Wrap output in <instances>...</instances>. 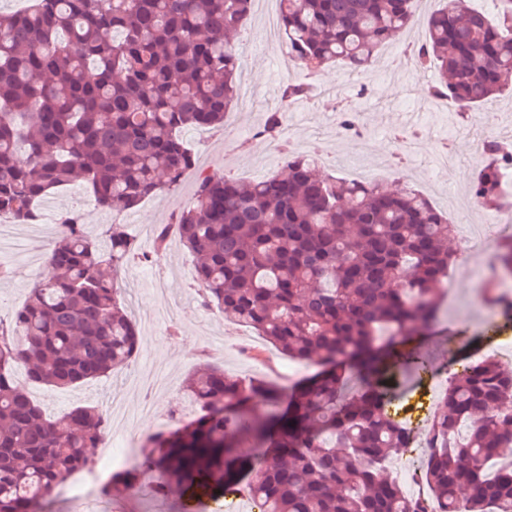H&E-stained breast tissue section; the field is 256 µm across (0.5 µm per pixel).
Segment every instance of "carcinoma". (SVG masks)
Returning a JSON list of instances; mask_svg holds the SVG:
<instances>
[{
	"label": "carcinoma",
	"instance_id": "1",
	"mask_svg": "<svg viewBox=\"0 0 512 512\" xmlns=\"http://www.w3.org/2000/svg\"><path fill=\"white\" fill-rule=\"evenodd\" d=\"M252 0H30L0 14V217L39 220L36 202L79 178L114 220L92 236L65 212L49 257L53 275L34 281L11 321H0V512H45L51 490L89 468L105 415L79 406L48 418L14 378L77 387L127 364L139 348L119 279L147 259L116 217L145 197L178 188L198 169L182 134L221 130L237 99L232 37ZM490 17L445 0L413 49L418 69L439 74L431 96L473 112L512 90V0ZM414 0H279L288 53L317 70L355 71L406 30ZM286 83L281 102L305 99ZM284 112L262 133L282 144L283 173L243 182L200 174L190 205L175 215L197 260L201 303L253 328L281 354L317 372L288 390L230 379L201 363L186 378L198 414L147 437L131 471L111 474L110 500L142 484L153 498L172 481L192 494L211 482L249 478L259 512H512V370L487 359L448 378L429 453L411 497L386 476L411 431L386 405L400 346L435 319L457 227L420 191L392 194L318 174L316 159L288 148ZM472 198L494 209L512 168V147L482 142ZM495 259L512 276V240ZM481 288L497 314L512 296L491 276ZM271 408L265 421L257 402ZM253 448V455L240 454Z\"/></svg>",
	"mask_w": 512,
	"mask_h": 512
}]
</instances>
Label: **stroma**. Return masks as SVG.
<instances>
[{
    "instance_id": "obj_1",
    "label": "stroma",
    "mask_w": 512,
    "mask_h": 512,
    "mask_svg": "<svg viewBox=\"0 0 512 512\" xmlns=\"http://www.w3.org/2000/svg\"><path fill=\"white\" fill-rule=\"evenodd\" d=\"M277 0H266L263 13L252 14L237 41L238 77L249 81L257 90L253 99H241L227 112L225 121L236 127L246 145L225 142L223 133L191 130L183 135L187 146L197 156H209L208 170L243 180L253 181L276 173L281 155L271 143L250 139L253 129L261 127L270 110L278 107V91L284 82L305 84L314 95L326 92L336 103L351 104L358 112L359 124L366 131L363 139L336 134L335 115L312 99L289 106L284 121L291 124L297 137V150L302 154H318V164L325 174L354 178L363 169L379 173L394 191L416 188L423 191L451 221L467 213L471 223L479 224L488 214L469 194V186L479 164V142L462 130L456 112L429 110L425 91L435 79L433 72L421 73L413 67H401L406 41H392L390 58H378L367 71L350 74L342 66H329L312 73L302 66L283 67L282 46H256L251 41L254 29L263 25L264 12L278 11ZM417 128L423 133L421 145L412 164L400 168L395 164L396 130ZM453 142L457 162L451 172L437 168V154L443 143ZM192 176H184L180 186L169 194L141 201L121 216L130 236L140 251L152 253L153 229L170 223L172 216L189 206L194 194ZM78 210L89 234H99L112 215L89 201L79 185H71L42 199L41 215L60 217ZM16 239L11 248L0 251V319L10 320L13 312L27 298L32 281L48 272L47 258L55 239L45 224L15 225ZM487 251H473L466 264H454L448 273V295L441 305L429 336H440L449 326H460L454 344L452 369L466 366L473 357L495 355L503 340H512V320L499 321L497 329H489L485 321L488 309L475 298V273L487 262ZM179 269L178 277L168 280L169 299L180 311L170 331H158L153 319L158 298L153 289L154 273ZM122 285L136 291L137 310L133 314L142 337L135 358L111 374L91 380L75 388H55L27 383L32 399L47 416L68 412L77 406L109 409L120 400L127 411L139 410L151 401L155 414L147 420H130L107 430L102 445L111 447L124 441L143 446L148 434L171 409L192 415L193 406L185 390L188 374L201 362L223 368L226 376L258 378L284 387L294 386L316 370L314 363L289 360L250 328L225 320L218 310H207L199 300L200 287L194 277L191 253L180 243L178 232H171L167 251L156 265L140 262L122 274ZM448 378L436 372L416 375L411 363L396 371V384L388 412L394 419L406 421L415 436H425L429 417L441 405Z\"/></svg>"
}]
</instances>
